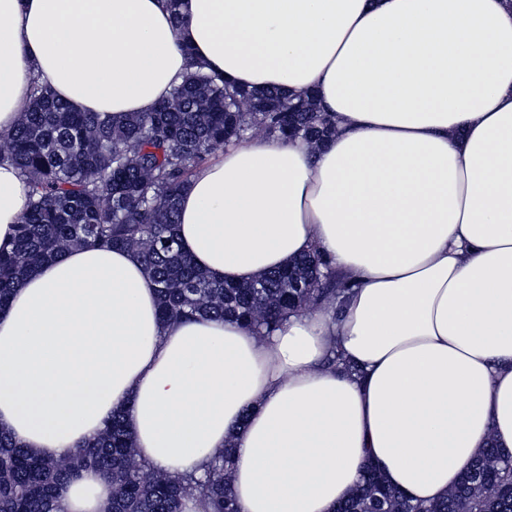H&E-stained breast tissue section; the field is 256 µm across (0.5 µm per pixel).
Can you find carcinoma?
Segmentation results:
<instances>
[{
	"label": "carcinoma",
	"instance_id": "carcinoma-1",
	"mask_svg": "<svg viewBox=\"0 0 512 512\" xmlns=\"http://www.w3.org/2000/svg\"><path fill=\"white\" fill-rule=\"evenodd\" d=\"M184 82L153 112L103 117L78 112L46 85L33 86L17 127L0 134V159L12 161L29 188V207L10 249H0V311L11 292L46 259L79 245L124 247L139 255L158 285L167 321L234 319L271 332L283 314L336 300L340 283L319 256L246 284L211 279L182 251L174 226L177 198L196 168L224 146L262 132L322 145L332 125L312 96L243 89L189 59ZM232 449L210 464L196 489L211 512H237L229 483ZM86 468L112 478L109 512H181L187 487L154 475L132 452L123 411L75 456L41 459L0 433V512H59L56 485ZM512 456L491 446L464 469L448 496L413 501L366 467L336 512H512Z\"/></svg>",
	"mask_w": 512,
	"mask_h": 512
}]
</instances>
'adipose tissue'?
I'll list each match as a JSON object with an SVG mask.
<instances>
[{
	"label": "adipose tissue",
	"mask_w": 512,
	"mask_h": 512,
	"mask_svg": "<svg viewBox=\"0 0 512 512\" xmlns=\"http://www.w3.org/2000/svg\"><path fill=\"white\" fill-rule=\"evenodd\" d=\"M0 0V133L34 82L75 109L150 112L189 59L233 86L315 94L320 147L251 136L196 170L176 234L217 281L305 254L348 286L271 335L163 322L137 253L59 252L0 311V432L57 459L124 410L153 472L225 446L238 512H335L364 464L415 501L512 453V0ZM28 207L0 162V247ZM61 512H106L85 469Z\"/></svg>",
	"instance_id": "obj_1"
}]
</instances>
